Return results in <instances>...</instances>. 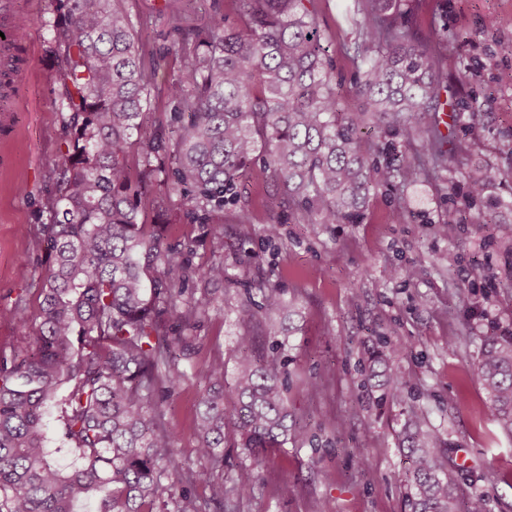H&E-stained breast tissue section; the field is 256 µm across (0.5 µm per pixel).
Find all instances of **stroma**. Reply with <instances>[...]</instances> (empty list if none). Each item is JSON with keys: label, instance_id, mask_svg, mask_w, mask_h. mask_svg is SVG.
Masks as SVG:
<instances>
[{"label": "stroma", "instance_id": "1", "mask_svg": "<svg viewBox=\"0 0 512 512\" xmlns=\"http://www.w3.org/2000/svg\"><path fill=\"white\" fill-rule=\"evenodd\" d=\"M353 0H306L322 34L333 82L345 105H358L353 60L357 37L348 7ZM140 19L135 36L160 57L159 85L178 70L170 53L171 20L196 27L213 13L234 20L233 0H123ZM413 25L457 35L442 52L438 68L449 86L448 101L475 97L478 116L460 113L441 130L460 169L488 168L489 188L499 198L496 221L468 220L440 231L436 220L462 204L439 178H418L401 191L373 192L359 224H305L295 216L274 217L276 192L262 161H254L242 202L248 217L224 215V237H201L182 212L162 223L170 241L194 239L193 265L223 261L228 277L214 286L220 308L197 329L198 348L180 360L185 377L166 400L165 418L175 435V462L196 471V494L211 482L253 479L238 512H411L405 474L410 459L397 445L405 406L386 393L389 375L409 377L410 404L440 434L460 504L484 498L487 512H512V436L497 426L485 394L473 376L481 341L512 332V0H414ZM55 0H19L25 22L22 71L14 110L0 114V308L18 300L35 304L38 275L46 254L38 241L48 223L45 208L56 190L53 160L62 142L60 85L50 53ZM477 77L454 84L460 61ZM406 207L415 222L399 224L393 214ZM279 221V237L268 242L263 229ZM276 287L296 307L284 337V380L288 409L301 421L297 440L268 450L264 468L224 440V469L201 461L195 429L207 383L201 372L223 356L225 386L236 374V306L244 297L261 301ZM456 349H449V342ZM400 356H390V349ZM315 381L316 397L305 385ZM500 479L489 484L486 470ZM288 484V495L275 488Z\"/></svg>", "mask_w": 512, "mask_h": 512}]
</instances>
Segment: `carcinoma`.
<instances>
[{"label": "carcinoma", "instance_id": "carcinoma-1", "mask_svg": "<svg viewBox=\"0 0 512 512\" xmlns=\"http://www.w3.org/2000/svg\"><path fill=\"white\" fill-rule=\"evenodd\" d=\"M119 2L58 0L66 149L55 160L50 222L39 229L47 264L37 307L19 301L0 309L22 339L38 322L28 349L0 350V512H81L90 502L94 512H237L249 493L244 481L217 482L199 497L197 475L174 465L161 393L184 377L177 359L196 353L194 332L214 306L209 287L224 282L226 271L222 262L198 269L200 295H185L192 242L172 244L146 223L144 197L220 239L224 222L214 216L239 207L259 152L279 187L274 206L309 224L360 223L371 192L396 178L438 170L457 187L454 163L427 118L441 106L433 57L448 32L435 28L427 41L416 39L402 0H353L362 16L357 107L345 106L333 85L305 0H236L232 24L215 14L199 27L171 26L179 69L166 88L168 133L141 138L132 167L128 149L158 89V64L146 60L138 19ZM369 113L376 132L366 141ZM393 131L402 147L419 146L413 164L400 163L403 151L382 141ZM370 154L384 163L368 164ZM462 176L470 199L485 198L490 170ZM290 309L271 286L260 304L245 297L238 317L248 324ZM236 364L228 389L224 358L205 373L210 388L196 418V451L214 470L224 469L228 426L256 455L303 429L288 413L276 360L255 357L248 331L238 337ZM474 374L512 435V335L485 339ZM407 414L398 443L411 460L412 512H459L448 460L435 452L441 437L413 407ZM63 457L69 466L60 465Z\"/></svg>", "mask_w": 512, "mask_h": 512}]
</instances>
